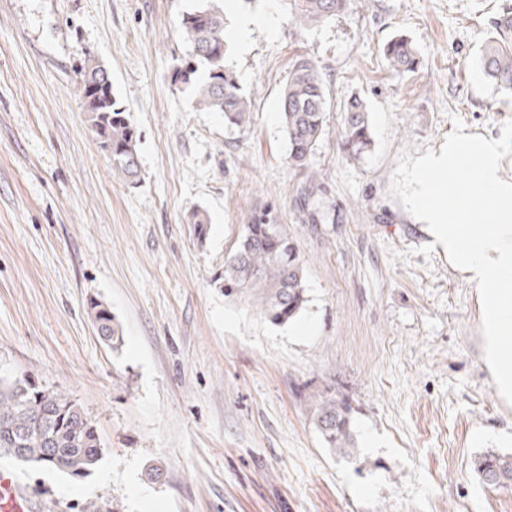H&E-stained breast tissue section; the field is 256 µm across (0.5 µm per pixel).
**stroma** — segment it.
I'll return each mask as SVG.
<instances>
[{"instance_id": "1", "label": "stroma", "mask_w": 512, "mask_h": 512, "mask_svg": "<svg viewBox=\"0 0 512 512\" xmlns=\"http://www.w3.org/2000/svg\"><path fill=\"white\" fill-rule=\"evenodd\" d=\"M201 4L0 0V376L76 400L102 445L80 481L21 470L32 498L52 512L100 499L124 512H512V487H485L473 468L512 451L477 289L446 253L421 255L424 225L389 196L401 150L441 149L458 119L493 138L512 120V97L477 64L500 0H351L305 28L286 0H235L225 63L253 110L240 129L170 81L189 50L182 16ZM243 16L255 24L240 47ZM398 34L417 72L390 71ZM89 51L138 130L137 185L113 175L86 121L76 71ZM299 55L328 101L309 209L281 124ZM353 95L373 140L359 161L336 138ZM265 212L305 265L306 306L282 325L224 294V262ZM93 300L118 346L99 336ZM328 397L351 411L342 454L314 423ZM384 58L397 75L413 73L420 64L419 53L413 43L403 36L394 37L383 49ZM89 309V314L95 326H100L110 341L118 340L119 325L112 316L110 309L106 305L94 300L90 301Z\"/></svg>"}]
</instances>
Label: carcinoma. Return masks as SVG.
<instances>
[{
  "label": "carcinoma",
  "instance_id": "obj_1",
  "mask_svg": "<svg viewBox=\"0 0 512 512\" xmlns=\"http://www.w3.org/2000/svg\"><path fill=\"white\" fill-rule=\"evenodd\" d=\"M288 4L295 25L305 28L343 14L349 0H288ZM180 32L189 52L171 73L172 85L190 89L201 109L223 113L226 126H246L252 120L251 103L241 93L234 71L225 65L222 0H205L186 13ZM383 55L397 75L413 73L420 64L416 47L403 36L390 40ZM478 62L501 93L512 95V0H503L489 21V36ZM77 75L88 125L112 162V171L122 181L137 184L139 135L130 113L115 96L110 72L89 52ZM95 82L103 87L91 93L89 85ZM281 100L288 164L306 170L326 131L328 108L324 80L315 62L304 55L294 59ZM341 112L338 139L350 156L360 159L372 145L367 105L354 96L343 103ZM224 293L257 297L264 317L276 324L293 319L304 308L303 260L288 229L272 223L269 214L244 225L235 252L224 262ZM89 314L110 341L118 340L119 325L106 305L90 301ZM315 425L328 447H353L348 409L336 400L318 402ZM0 448H22L25 465L54 469L75 479L88 477L102 456L99 436L79 404L57 390L33 386L23 376L0 378ZM474 471L489 488L511 486L512 452L487 451L475 458Z\"/></svg>",
  "mask_w": 512,
  "mask_h": 512
}]
</instances>
